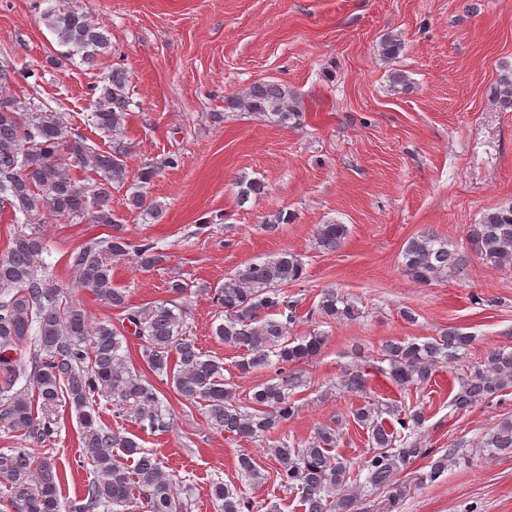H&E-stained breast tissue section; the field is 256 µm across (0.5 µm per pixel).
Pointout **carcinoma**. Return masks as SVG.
<instances>
[{"label":"carcinoma","instance_id":"1","mask_svg":"<svg viewBox=\"0 0 512 512\" xmlns=\"http://www.w3.org/2000/svg\"><path fill=\"white\" fill-rule=\"evenodd\" d=\"M41 19L64 48L60 56L67 61L92 65L112 49V33L85 12L54 6ZM402 48L401 40L393 36L379 44L381 56L387 59ZM18 77L13 66L0 65V97L8 98ZM91 91L95 96L91 124L105 133L119 134L130 106L127 72L113 68ZM496 102L501 109L512 110V70L501 75ZM224 109L254 113L284 128L297 127L304 119L294 93L277 81L255 82L225 95ZM62 147L66 158L61 157ZM177 165L178 158L172 155L159 165L144 164L128 204L160 218L162 209L148 201L145 189L160 167ZM75 169L91 170L99 179L89 182L75 176ZM126 178V154L120 147H92L52 112L38 114L23 108L0 112V209L8 210L11 223L18 225L7 251L0 255V423L17 437L41 443L57 432L59 408L66 406L75 414L91 466L76 512H128L139 504L146 512H190L191 501L180 496L154 454L101 422L100 397L152 434L168 432L171 417L157 389L121 353L122 332L108 321L92 322L80 305L64 295V287L46 274L41 265L44 238L35 221L49 212L72 222L89 217L96 224L112 225V235L89 241L72 254L76 285L123 313L141 340L143 360L153 373L170 380L182 400L203 407L213 427L242 440L263 439L296 415L291 391L301 384L297 365L319 353L324 336L317 332L290 336L298 302L289 299L282 287L303 278L305 268L298 255L283 251L225 277L214 294L224 313L214 336L242 352L236 368L244 374L278 364L276 376L256 386L248 404H240L224 383V363L202 352L186 336L181 306L162 303L135 309L113 287L112 262L132 259L142 268H151L165 258L157 243L145 239L136 244L127 238L112 213V185ZM347 233L344 224H321L316 244L322 250H334ZM471 238L485 263L511 266L512 204L486 211L473 226ZM402 256L404 272L418 283L442 278L448 269L462 267L469 259L430 232L409 239ZM356 315L353 302L334 288L324 289L307 312L308 319L320 321L350 320ZM471 341L472 336L455 328L421 343L387 341L381 348L382 361L388 363L383 373L401 390H420L438 365L456 359ZM26 347L28 363L23 365L18 356ZM365 386L360 370L345 372L344 389L356 393ZM510 388L512 352L494 349L486 353L483 363L460 377L451 406L458 413L466 411ZM385 414L394 423L386 421ZM353 420L368 431L373 446L363 464L365 483L374 488L395 486L391 505H397L405 490L395 484V476L430 454L419 438L424 413L402 404L360 406ZM338 437L336 429L322 426L304 446L283 439L270 447L279 464L281 486L299 496L304 512H359L360 485L351 476L348 461L336 453ZM482 448L512 453V417L494 426ZM59 484L56 465L45 456L25 448L0 455V493L17 512H61ZM211 495L220 512H250L251 502L221 481L212 483Z\"/></svg>","mask_w":512,"mask_h":512}]
</instances>
